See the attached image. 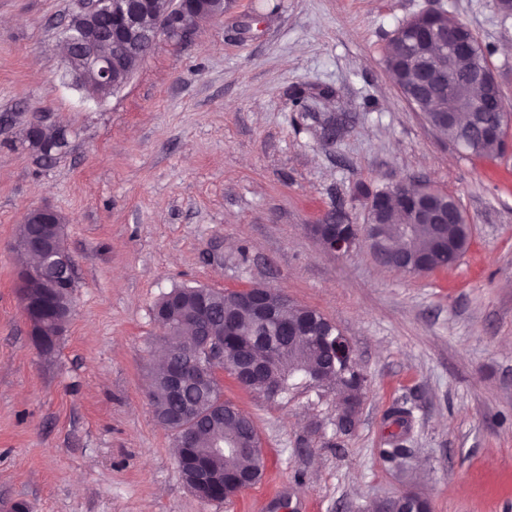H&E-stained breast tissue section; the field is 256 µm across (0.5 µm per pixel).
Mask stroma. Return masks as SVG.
<instances>
[{"instance_id": "stroma-1", "label": "stroma", "mask_w": 512, "mask_h": 512, "mask_svg": "<svg viewBox=\"0 0 512 512\" xmlns=\"http://www.w3.org/2000/svg\"><path fill=\"white\" fill-rule=\"evenodd\" d=\"M498 0H228L161 36L104 98L58 69L75 0H0V512H367L403 491L432 512H512V149L477 158L425 124L384 63L396 26L428 9L488 48L512 105V15ZM66 130L46 160L30 121ZM414 180L448 193L470 245L410 275L365 247L326 253L311 227L366 220L367 193ZM52 208L74 260L72 315L35 346L15 251ZM261 285L335 321L368 377L355 428L336 396L270 402L221 372L262 441L259 483L198 501L147 390L159 298ZM412 411L404 466L380 455Z\"/></svg>"}]
</instances>
